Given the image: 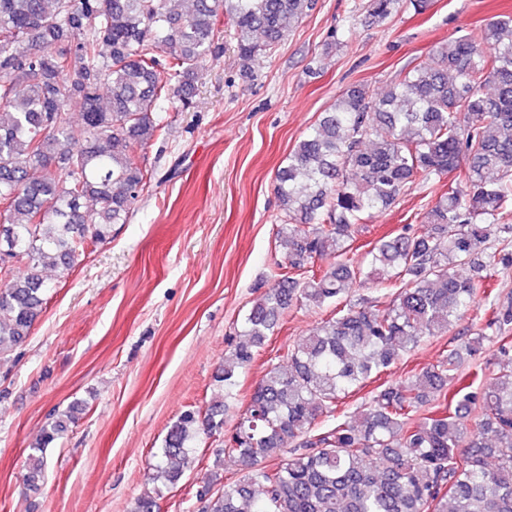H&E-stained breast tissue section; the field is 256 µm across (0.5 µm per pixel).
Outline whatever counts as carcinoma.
Segmentation results:
<instances>
[{
	"label": "carcinoma",
	"mask_w": 512,
	"mask_h": 512,
	"mask_svg": "<svg viewBox=\"0 0 512 512\" xmlns=\"http://www.w3.org/2000/svg\"><path fill=\"white\" fill-rule=\"evenodd\" d=\"M401 2L370 0L368 16L385 19ZM314 5L191 0L179 12L167 0H0V265L27 264L25 275L8 269L0 279V356L41 316L43 271L73 268L128 222L148 176L135 147L166 135L160 102L192 107L224 21L247 60L275 49ZM449 172L456 186L430 207L426 233L406 230L351 256L364 217ZM276 194L283 273L224 350V399L181 412L158 474L178 481L195 439L219 434L221 454L242 474L224 483L210 472L196 493L200 512H512V369L474 391L468 379L479 365L464 360L493 342L512 366V300L490 298L489 283L512 271V17L487 23L482 44L458 36L434 46L430 62L379 98L349 86L289 154ZM324 257L334 263L301 279L284 273ZM463 267L470 276L459 275ZM363 279L395 299H349ZM483 303L492 317L464 348L381 387L361 411H337L353 389ZM332 304L343 309L276 356L224 429L236 373L281 312ZM27 467L34 487L44 456L30 455Z\"/></svg>",
	"instance_id": "cac0c4a2"
}]
</instances>
